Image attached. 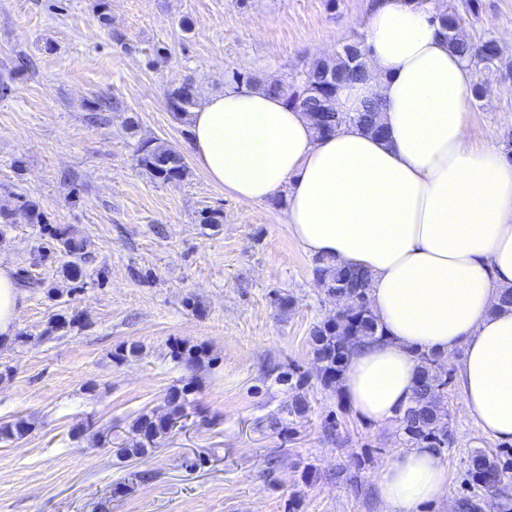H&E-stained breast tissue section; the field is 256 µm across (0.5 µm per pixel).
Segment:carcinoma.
Instances as JSON below:
<instances>
[{
	"label": "carcinoma",
	"mask_w": 512,
	"mask_h": 512,
	"mask_svg": "<svg viewBox=\"0 0 512 512\" xmlns=\"http://www.w3.org/2000/svg\"><path fill=\"white\" fill-rule=\"evenodd\" d=\"M478 0H451L448 7L438 13L442 29L448 31V45L460 57L468 59L477 70V78L470 86L469 94L476 97L488 91L491 83L487 74L494 70L493 56L497 47L492 37L478 40L460 39L455 31L460 29L464 16L477 10ZM332 70L336 74L335 83L326 84L324 75ZM366 73V56L355 60L341 52L329 59L312 62L299 80L279 82L266 86V91L281 96L303 112H313L327 102L336 103L338 89L349 82L361 80ZM171 111L183 115L196 105L193 83L184 82L168 94ZM380 104L368 101L363 109L353 115L345 112L325 113L324 124L316 127L321 135L334 132L347 122H354L363 130L374 133L378 130L375 118ZM141 164L156 178L164 182L180 181L186 175L183 158L170 146L144 140L139 146ZM48 234L57 243L58 250L70 257L66 266V278L75 280L81 273L79 263L87 256V242L77 237L69 229L50 228ZM314 275L322 290L333 295L342 305V314L314 327L312 340L314 357L318 364L320 378L324 386L339 388L348 355L353 347L366 339L381 340L384 333L379 321L369 307V275L363 270H351L335 266L320 258L315 260ZM172 358L191 369L202 366L204 351L198 347L175 346ZM418 361L417 384L408 405L400 411L395 421L409 446L426 444L438 450L448 446L450 414L447 409L449 373L445 369L442 355L420 350L416 352ZM186 389L174 390L167 399V409L163 413H143L130 425V437L122 441L119 453L137 456L147 453L151 445L172 432L173 423L188 417L186 412ZM33 430L32 423L22 418L0 423V442H14ZM468 477L473 495L460 502V512H482L487 498L497 499L506 493L512 466L483 450H474L467 460Z\"/></svg>",
	"instance_id": "carcinoma-1"
}]
</instances>
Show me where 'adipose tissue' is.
I'll use <instances>...</instances> for the list:
<instances>
[{
	"label": "adipose tissue",
	"mask_w": 512,
	"mask_h": 512,
	"mask_svg": "<svg viewBox=\"0 0 512 512\" xmlns=\"http://www.w3.org/2000/svg\"><path fill=\"white\" fill-rule=\"evenodd\" d=\"M424 0H380L367 28L364 80L342 86L339 111L381 103L384 137L356 123L318 137L306 113L258 85L209 96L189 113L200 170L245 204L276 195L304 251L370 276L387 338L350 354L351 410L379 424L405 407L416 351L459 350L464 410L512 443V161L469 132L473 66L448 47ZM20 292L0 265V344H10ZM390 512L448 496V468L427 447L403 449L375 480Z\"/></svg>",
	"instance_id": "ef3b65f1"
}]
</instances>
